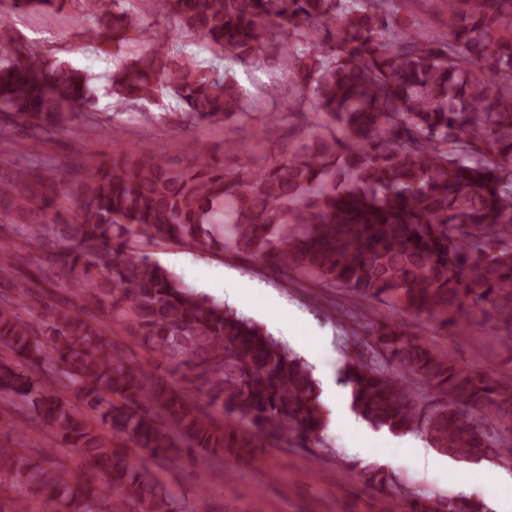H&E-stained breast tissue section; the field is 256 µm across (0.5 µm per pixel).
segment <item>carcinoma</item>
<instances>
[{
    "label": "carcinoma",
    "instance_id": "carcinoma-1",
    "mask_svg": "<svg viewBox=\"0 0 512 512\" xmlns=\"http://www.w3.org/2000/svg\"><path fill=\"white\" fill-rule=\"evenodd\" d=\"M65 0H13L45 10ZM179 29L248 61L276 57L314 114L343 140L288 141L258 171L232 170L196 143L180 162L121 145L76 181L43 183L32 158L0 170V396L25 400L63 432L82 468L0 448V477L45 498L51 512H187L158 473L106 431L165 461L188 448L215 456L255 444L242 424L278 441L319 445L321 387L311 367L258 323L183 286L134 250L141 242L237 251L341 285L366 303L436 318L441 328L494 320L512 354V0H447L433 34L405 0H164ZM140 27L112 13L101 32L121 45ZM90 78L17 46L0 15V134L56 130L91 105ZM168 93L190 123L246 115L232 79L172 52L168 36L112 74L124 104ZM36 273H25L20 262ZM70 273L64 295H39ZM101 316L164 369L133 359ZM371 359L349 358L337 382L376 430L419 429L452 459L512 467V383L492 379L373 320ZM420 385L414 390L408 378ZM191 388L224 414L199 407ZM80 393L91 414L64 393ZM407 512H484L463 497L416 496Z\"/></svg>",
    "mask_w": 512,
    "mask_h": 512
}]
</instances>
